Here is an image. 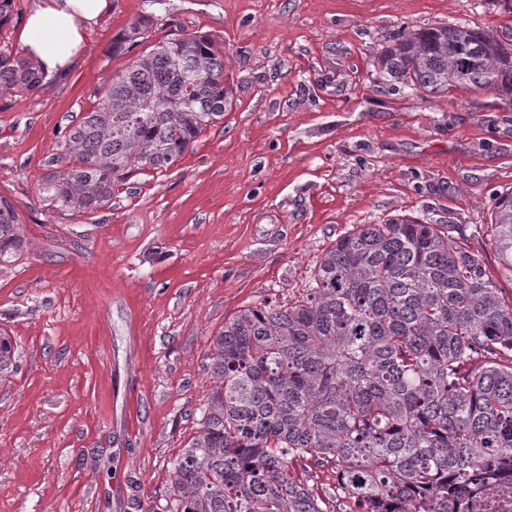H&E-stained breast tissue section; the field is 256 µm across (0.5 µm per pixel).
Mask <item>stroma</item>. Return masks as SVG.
<instances>
[{
    "instance_id": "obj_1",
    "label": "stroma",
    "mask_w": 512,
    "mask_h": 512,
    "mask_svg": "<svg viewBox=\"0 0 512 512\" xmlns=\"http://www.w3.org/2000/svg\"><path fill=\"white\" fill-rule=\"evenodd\" d=\"M82 61L46 90L0 89V197L17 247L0 260V512H166L173 464L216 379L212 339L241 309L305 293L356 224L409 215L481 254L494 194L512 190V104L377 86L370 63L402 26L512 28L489 0H111ZM224 47L232 107L163 173L134 175L93 214L39 193L91 110L135 18ZM15 342L9 334L0 329V381L10 377L16 371Z\"/></svg>"
}]
</instances>
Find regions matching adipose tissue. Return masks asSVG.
I'll list each match as a JSON object with an SVG mask.
<instances>
[{"instance_id":"obj_1","label":"adipose tissue","mask_w":512,"mask_h":512,"mask_svg":"<svg viewBox=\"0 0 512 512\" xmlns=\"http://www.w3.org/2000/svg\"><path fill=\"white\" fill-rule=\"evenodd\" d=\"M110 0H33L17 39L49 77L67 74L85 49L87 32Z\"/></svg>"}]
</instances>
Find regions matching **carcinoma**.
<instances>
[{
  "label": "carcinoma",
  "instance_id": "1",
  "mask_svg": "<svg viewBox=\"0 0 512 512\" xmlns=\"http://www.w3.org/2000/svg\"><path fill=\"white\" fill-rule=\"evenodd\" d=\"M140 16L112 40L146 39ZM415 94L512 99V45L462 22L403 27L372 61ZM0 86L46 87L22 51L0 48ZM231 107L224 56L197 33L148 45L109 75L46 174L49 206L98 212L135 173L172 167ZM492 246L512 279V192L493 198ZM20 224L0 199V258ZM448 225L395 216L356 224L317 259L296 303L238 312L213 339L197 433L173 468L166 512H448V499L512 474V304ZM0 330V381L16 371ZM332 466L318 491L294 466Z\"/></svg>",
  "mask_w": 512,
  "mask_h": 512
}]
</instances>
